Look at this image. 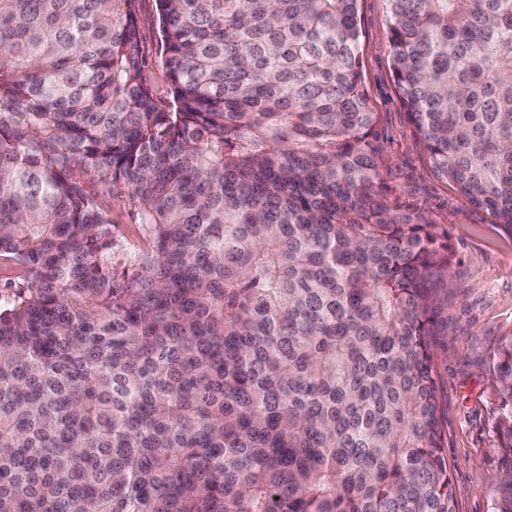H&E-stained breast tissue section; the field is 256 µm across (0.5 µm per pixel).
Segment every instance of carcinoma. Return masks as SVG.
Instances as JSON below:
<instances>
[{
	"label": "carcinoma",
	"mask_w": 512,
	"mask_h": 512,
	"mask_svg": "<svg viewBox=\"0 0 512 512\" xmlns=\"http://www.w3.org/2000/svg\"><path fill=\"white\" fill-rule=\"evenodd\" d=\"M386 4L413 140L512 227V0ZM155 5L163 88L135 0H0V512H456V250L381 195L357 0ZM490 369L512 456V338ZM84 189L108 211L114 224L112 231L120 245L119 249L126 252L136 251L142 244L140 227L134 223L128 211L112 199L110 187L97 179L85 177Z\"/></svg>",
	"instance_id": "1"
}]
</instances>
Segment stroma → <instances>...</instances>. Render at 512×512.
<instances>
[{
	"mask_svg": "<svg viewBox=\"0 0 512 512\" xmlns=\"http://www.w3.org/2000/svg\"><path fill=\"white\" fill-rule=\"evenodd\" d=\"M137 10L149 53L148 76L165 86L154 0H138ZM357 10L363 82L377 116L373 140L386 162L384 197L399 209L443 223L457 252L432 354L458 512H496L494 479L512 468V456L499 448L493 431L498 388L489 361L498 344L512 337V228L492 223L483 209L439 178L415 147L391 73L385 0H358ZM84 188L108 211L121 249L136 251L142 244L140 227L113 200L109 186L88 177Z\"/></svg>",
	"mask_w": 512,
	"mask_h": 512,
	"instance_id": "35a3bbf8",
	"label": "stroma"
}]
</instances>
